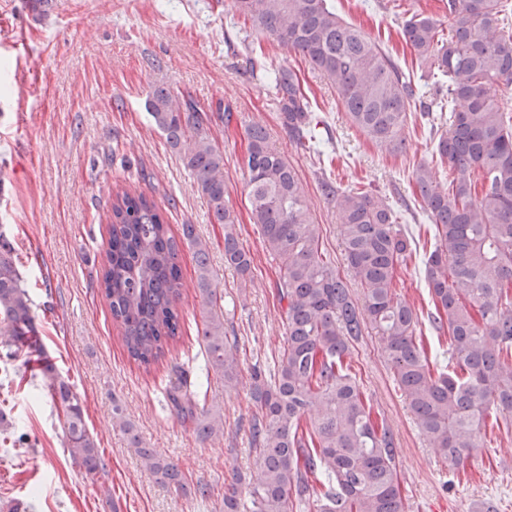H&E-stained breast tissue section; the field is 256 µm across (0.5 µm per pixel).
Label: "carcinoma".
<instances>
[{
	"label": "carcinoma",
	"instance_id": "obj_1",
	"mask_svg": "<svg viewBox=\"0 0 512 512\" xmlns=\"http://www.w3.org/2000/svg\"><path fill=\"white\" fill-rule=\"evenodd\" d=\"M255 30L300 54L336 90L349 121L380 146H406L411 113L428 118L433 155L448 165L449 183L429 163L412 177L420 207L432 223L434 248L424 279L437 329L448 327L452 364L433 373L417 336L415 310L397 297L394 280L411 256L413 237L375 190L321 182L339 215L347 277L321 251L320 229L302 183L269 143L266 129L245 126V165L251 220L280 269L286 345L277 369L254 374L251 445L256 473L238 477L224 493V512H289L291 496L314 499L320 512H403L394 438L373 416L345 359L370 324L408 408L431 447L460 463L480 446L488 417L512 415V108L489 95L512 82V6L506 0H448V37L439 21L415 11L402 36L422 76L448 80V99L434 109L417 98V84L378 42L336 14L333 0H230ZM282 127L298 143L316 122L297 73L269 67ZM145 107L206 198L214 223L224 225V265L250 280L253 257L242 246L237 215L226 205L224 149L208 132V110L188 92L151 89ZM109 239L100 286L130 358L149 368L178 342L184 288L180 243L196 247V288L206 307L203 337L208 369L239 381L235 343L224 332V310L208 247L192 224L176 238L162 208L143 192L112 193ZM363 288L357 304L347 280ZM0 346L8 360L41 350L32 301L13 249L0 235ZM57 410L64 447L97 475L106 467L89 433L73 385L55 364L40 365ZM168 406L198 440L224 433V415L206 406L184 371L167 388ZM113 422L125 434L144 472L176 490L187 489L176 463L147 448L118 403Z\"/></svg>",
	"mask_w": 512,
	"mask_h": 512
}]
</instances>
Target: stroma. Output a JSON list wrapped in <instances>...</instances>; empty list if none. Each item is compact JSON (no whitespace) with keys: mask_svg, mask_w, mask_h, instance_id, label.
I'll return each instance as SVG.
<instances>
[{"mask_svg":"<svg viewBox=\"0 0 512 512\" xmlns=\"http://www.w3.org/2000/svg\"><path fill=\"white\" fill-rule=\"evenodd\" d=\"M344 21L360 27L410 70L413 57L400 31L417 10L448 25L447 0H335ZM230 0H56L53 13L30 17L26 0H0V234L9 239L33 302L42 353L73 384L85 422L106 464L93 476L64 448L56 409L41 381L0 383V409L30 437L27 448L0 447V512H224L236 474L255 469L249 420L253 370L278 360L285 322L277 297L280 271L251 220L247 143L240 127L209 124L224 150L227 204L239 240L254 258L251 282L224 266V227L211 223L194 179L146 112L150 88L188 91L202 103L232 104L236 116L266 128L271 144L295 168L321 249L344 269L336 209L320 181L378 190L407 220L417 250L433 241L413 223L412 172L430 160L432 142L415 118L406 152L369 141L348 121L335 90L298 54L251 24L228 28ZM295 69L314 105L317 132L330 163L319 167L307 147L289 140L269 85L245 72L253 47ZM153 196L173 232L191 224L209 250L224 296L225 327L237 344L236 387L201 375L206 307L195 288L194 249L182 245L186 288L179 306L183 335L151 368L131 360L101 293L113 189ZM418 257L399 268L396 295L417 312L432 363L450 357L447 331L429 322L432 302ZM374 413L391 428L405 512H476L478 504L512 512V428L489 423L479 448L458 466L443 461L421 435L398 389L374 330L347 359ZM198 372L199 393L224 412L223 435L202 442L170 411L166 388L174 365ZM120 403L147 447L178 464L190 482L209 485L207 498L156 483L135 448L112 424Z\"/></svg>","mask_w":512,"mask_h":512,"instance_id":"obj_1","label":"stroma"}]
</instances>
